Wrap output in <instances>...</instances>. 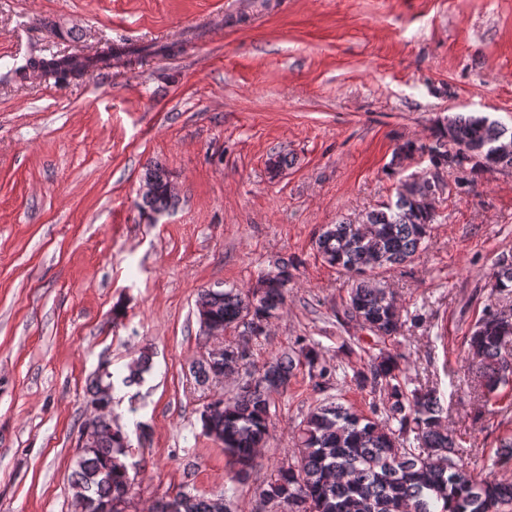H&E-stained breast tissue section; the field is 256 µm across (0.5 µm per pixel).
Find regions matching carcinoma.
Listing matches in <instances>:
<instances>
[{
  "mask_svg": "<svg viewBox=\"0 0 512 512\" xmlns=\"http://www.w3.org/2000/svg\"><path fill=\"white\" fill-rule=\"evenodd\" d=\"M153 48L109 45L92 56L30 58L16 69L19 79L26 71L40 70L66 82L89 70L109 68L112 61L133 64ZM430 143L406 141L395 157L412 154L427 157L430 167L460 171L454 181L457 192L472 190L479 176L500 167H512V153L497 156L493 149L512 141V134L485 116L458 114L439 123ZM144 176L153 182V192L142 198V213H163L175 203L167 191L165 171L147 166ZM442 183L409 175L399 179L395 199L368 212L356 224L340 221L324 229L315 240L324 262L351 279L343 302L342 319L355 322L370 335L378 352L369 355L353 374L343 372L357 387L386 394L383 412L364 413L335 398L309 409L297 425L294 440L299 455L279 468L278 480L263 489L270 500L284 505L283 512H512V482L484 476L462 462L459 444L449 426L448 409L435 387H408L405 357L380 347L400 334L405 321L392 292L375 279L379 271L414 257L430 237L434 209L424 200ZM292 264L277 259L274 277L257 281L246 292L236 288H206L198 293V317H207L224 327L246 332L255 319L277 318L286 305V290ZM490 294H512V260L502 259L493 273ZM471 358V381L480 419L489 405L498 402L512 385V305L489 303L475 320L466 339ZM308 367L315 388L324 391L337 378V368L327 364L313 345L282 352L254 375L249 364L238 366L230 346L224 355L199 363L205 380L218 374L241 377L237 392L204 406L201 422L205 434L224 448L242 476L252 465L256 449L266 444L272 426L275 397L288 391L294 370ZM149 369L148 352L128 366L122 382L137 384ZM112 371H95L89 386L92 400L112 405ZM131 444L118 427H112V412L99 423V443L83 450L72 483L77 506L85 502L105 508L127 494L132 485L125 458ZM512 466V435L501 439L487 471ZM177 512H218L215 500L179 493Z\"/></svg>",
  "mask_w": 512,
  "mask_h": 512,
  "instance_id": "cac0c4a2",
  "label": "carcinoma"
}]
</instances>
